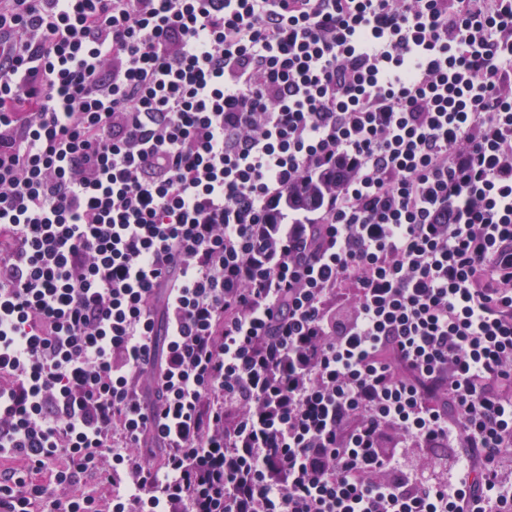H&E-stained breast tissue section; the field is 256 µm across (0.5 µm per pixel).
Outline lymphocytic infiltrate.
I'll use <instances>...</instances> for the list:
<instances>
[{
    "mask_svg": "<svg viewBox=\"0 0 512 512\" xmlns=\"http://www.w3.org/2000/svg\"><path fill=\"white\" fill-rule=\"evenodd\" d=\"M0 40V512H512V0H0ZM339 188L336 176L323 174L319 178L308 181L297 190L288 192L287 205L291 210L314 211L321 199Z\"/></svg>",
    "mask_w": 512,
    "mask_h": 512,
    "instance_id": "f902f5d3",
    "label": "lymphocytic infiltrate"
}]
</instances>
